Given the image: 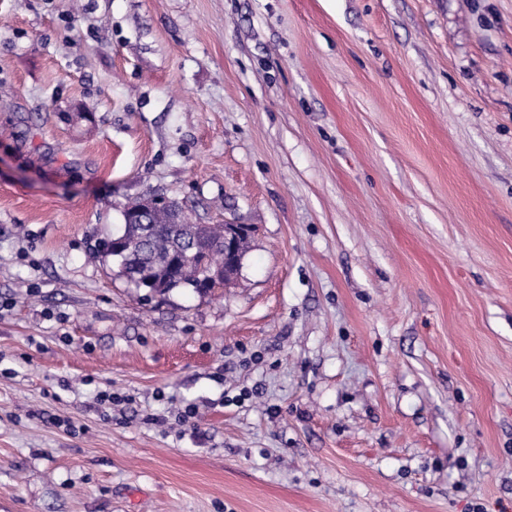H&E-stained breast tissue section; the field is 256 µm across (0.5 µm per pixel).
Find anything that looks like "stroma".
I'll use <instances>...</instances> for the list:
<instances>
[{"instance_id":"35a3bbf8","label":"stroma","mask_w":512,"mask_h":512,"mask_svg":"<svg viewBox=\"0 0 512 512\" xmlns=\"http://www.w3.org/2000/svg\"><path fill=\"white\" fill-rule=\"evenodd\" d=\"M0 512H512V0H0ZM165 199L160 206V197H156L153 203L138 212V218L132 224L126 221L152 199L135 201L123 211L121 243L131 260L121 271L122 275L127 280L139 278L146 288L161 295L176 288H193L201 294L214 291L217 289L215 285L195 288L204 278L207 267L215 270L224 265L223 273L210 271L206 274L207 286L211 279L222 275L224 283L236 276L235 270L240 263L238 242L241 237L251 235L252 227L248 224H204L202 238H197L194 243L189 239L191 225L172 224L184 217L182 209L174 201ZM156 205L160 207H156L152 221L157 224H151L150 215ZM248 245L249 240L245 238L239 242L244 257ZM193 246H196L195 259H182V251Z\"/></svg>"}]
</instances>
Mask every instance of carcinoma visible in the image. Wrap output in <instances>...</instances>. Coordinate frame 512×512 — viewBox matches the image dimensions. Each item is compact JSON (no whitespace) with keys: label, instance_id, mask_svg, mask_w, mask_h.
Here are the masks:
<instances>
[{"label":"carcinoma","instance_id":"1","mask_svg":"<svg viewBox=\"0 0 512 512\" xmlns=\"http://www.w3.org/2000/svg\"><path fill=\"white\" fill-rule=\"evenodd\" d=\"M145 205L135 201L123 211V246L130 257L122 270L128 279L139 278L152 291L165 295L176 288H197L206 294L215 287L200 288L207 269L224 265V225L203 226L202 237L191 241L190 226L179 223L184 217L177 203L166 200L156 208L150 224H130L128 220ZM196 247L195 258H182V251Z\"/></svg>","mask_w":512,"mask_h":512}]
</instances>
